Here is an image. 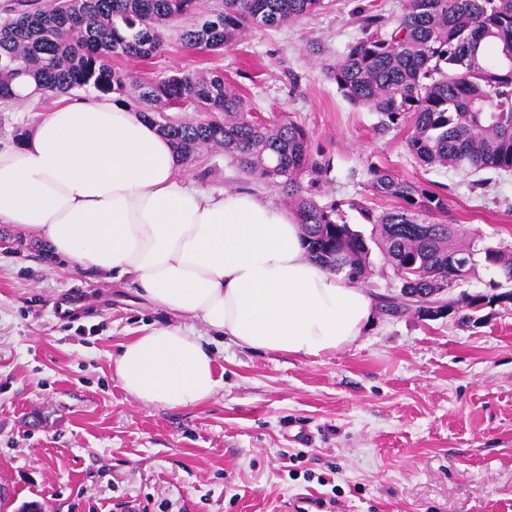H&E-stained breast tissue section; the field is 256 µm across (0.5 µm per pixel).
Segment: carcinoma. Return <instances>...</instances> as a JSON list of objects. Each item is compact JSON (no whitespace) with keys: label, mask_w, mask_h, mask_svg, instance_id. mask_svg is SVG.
<instances>
[{"label":"carcinoma","mask_w":512,"mask_h":512,"mask_svg":"<svg viewBox=\"0 0 512 512\" xmlns=\"http://www.w3.org/2000/svg\"><path fill=\"white\" fill-rule=\"evenodd\" d=\"M323 0H55L0 23V99L30 77L45 98L92 88L117 101L144 104L186 160L204 148H222L241 170L277 185L301 225L308 256L351 283L372 274L374 243L398 279L400 297L380 300L389 316L474 313L512 300V250L475 244L461 228L434 221L448 198L400 178L370 171L374 195L397 205L376 211L357 200H318L331 160L310 150L309 133L291 120L263 123L221 74L185 70L149 81L116 69L117 58L152 59L164 30L177 19L191 24L180 39L190 50L215 51L258 28L293 24ZM327 74L354 106L369 108L388 128L410 124V153L428 167L466 174L512 172V0H407L388 25L383 15L361 18L359 37ZM169 109L224 113V120H156ZM372 226L370 237L344 220L343 206ZM494 271L491 292L454 295L478 264Z\"/></svg>","instance_id":"carcinoma-1"}]
</instances>
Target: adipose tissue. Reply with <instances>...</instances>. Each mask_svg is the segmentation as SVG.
Wrapping results in <instances>:
<instances>
[{
    "label": "adipose tissue",
    "mask_w": 512,
    "mask_h": 512,
    "mask_svg": "<svg viewBox=\"0 0 512 512\" xmlns=\"http://www.w3.org/2000/svg\"><path fill=\"white\" fill-rule=\"evenodd\" d=\"M0 223L43 235L81 268L131 276L174 316L112 357L145 405L196 406L219 387L194 323L317 358L354 343L374 310L364 288L309 259L287 210L193 187L157 127L108 98L58 97L28 137L0 147Z\"/></svg>",
    "instance_id": "obj_1"
}]
</instances>
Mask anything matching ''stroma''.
Here are the masks:
<instances>
[{
	"label": "stroma",
	"instance_id": "obj_1",
	"mask_svg": "<svg viewBox=\"0 0 512 512\" xmlns=\"http://www.w3.org/2000/svg\"><path fill=\"white\" fill-rule=\"evenodd\" d=\"M301 22L256 29L198 53L165 32L163 52L115 66L145 79L219 72L260 121L304 126L331 156L322 202L372 195L378 166L448 197V217L476 247L512 249V173L465 175L421 165L408 125L383 130L351 105L326 69L359 33V15L396 20L406 0H325ZM53 102L0 101V146L30 132ZM206 191L243 190L282 205L280 190L243 174L220 149L185 161ZM80 292V308L55 315ZM424 319L375 312L350 346L320 358L263 352L197 332L221 385L204 403L143 405L112 368L121 343L173 317L130 277L71 266L37 233L0 223V491L7 512H512V302Z\"/></svg>",
	"mask_w": 512,
	"mask_h": 512
}]
</instances>
